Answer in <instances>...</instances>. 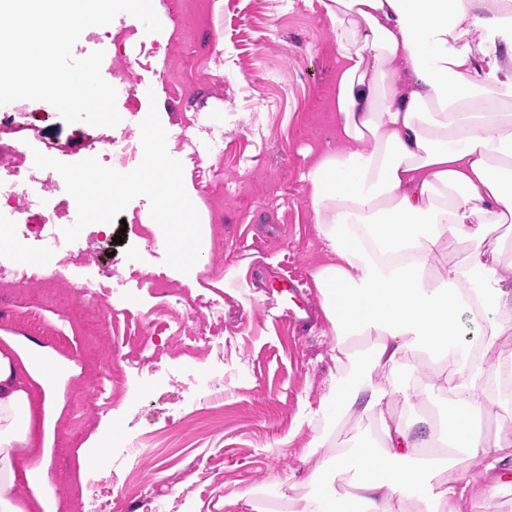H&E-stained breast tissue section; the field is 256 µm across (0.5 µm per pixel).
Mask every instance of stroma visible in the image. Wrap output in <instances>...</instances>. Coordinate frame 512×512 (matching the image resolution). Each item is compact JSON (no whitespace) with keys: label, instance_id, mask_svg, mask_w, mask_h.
I'll return each instance as SVG.
<instances>
[{"label":"stroma","instance_id":"obj_1","mask_svg":"<svg viewBox=\"0 0 512 512\" xmlns=\"http://www.w3.org/2000/svg\"><path fill=\"white\" fill-rule=\"evenodd\" d=\"M162 23L146 33L121 13L112 37L82 33L75 57L104 53L101 74L117 91L118 142L139 143V124L157 107L169 154L182 162L195 190L210 249L202 273L165 262V240L140 196L99 238L80 233L66 253L43 255L23 243L15 269L55 264L63 271L56 304L42 305L39 283L8 287L13 317L0 330L52 349L80 369L69 380L55 432L52 474L65 512H155L172 475L183 474L185 512H219L230 494L261 489L264 498L301 496L290 470L310 471L377 416H354L337 430L303 422L318 405L335 365L325 316L300 331L281 321L283 278L307 282L306 301L320 304L313 273L323 241L302 179L336 133V35L317 0H154ZM27 123L65 144L61 162L85 159L97 129L58 112L32 110ZM114 275L100 281L99 270ZM99 284L113 322L101 326L79 303L82 285ZM167 329L144 339L148 320ZM108 331L125 355L124 393L105 380L97 335ZM224 383V400L207 398L204 379ZM102 445L85 448L90 434ZM327 434L311 459L315 435ZM136 445L147 468L120 460ZM85 455L90 480L67 462Z\"/></svg>","mask_w":512,"mask_h":512}]
</instances>
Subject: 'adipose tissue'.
<instances>
[{
	"mask_svg": "<svg viewBox=\"0 0 512 512\" xmlns=\"http://www.w3.org/2000/svg\"><path fill=\"white\" fill-rule=\"evenodd\" d=\"M336 33V145L304 175L321 227L314 274L335 338L336 372L313 421L379 415L306 475L289 512H493L512 487V431L488 441L473 414L496 404L489 385L512 359V289L483 259L493 226L512 222V0H325ZM467 241L465 263L437 266L441 243ZM468 311L473 331L458 328ZM369 340L371 369L394 379L408 352L437 364L419 400L448 396V415L384 418L393 388L357 373L348 349ZM72 362L0 331V512H59L50 474ZM481 458L479 480L453 474ZM446 481H439L441 473ZM23 484L26 495L13 493Z\"/></svg>",
	"mask_w": 512,
	"mask_h": 512,
	"instance_id": "obj_1",
	"label": "adipose tissue"
}]
</instances>
